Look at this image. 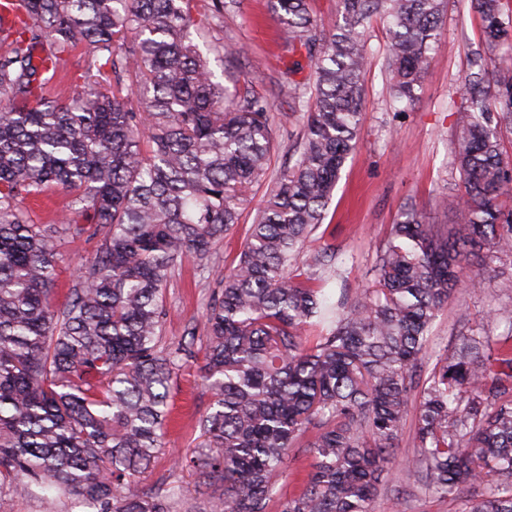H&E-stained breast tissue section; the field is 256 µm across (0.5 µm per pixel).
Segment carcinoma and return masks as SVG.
Returning a JSON list of instances; mask_svg holds the SVG:
<instances>
[{
	"mask_svg": "<svg viewBox=\"0 0 512 512\" xmlns=\"http://www.w3.org/2000/svg\"><path fill=\"white\" fill-rule=\"evenodd\" d=\"M313 34L308 0H270L288 33L280 92L302 115L295 163L269 176L272 105L245 81L230 94L191 29L224 23L238 0H17L0 15V490L55 489L94 512H173L178 486H134L164 445L173 375L196 352L160 345L178 263L202 261L268 182L236 264L204 314L214 401L201 442L179 460L197 487L224 483L208 512H268L292 452L309 461L280 512H371L415 412L404 470L446 496L478 484L463 512H512V331L476 327L425 379L439 311L479 263L512 255V69L464 76L453 160L462 220L446 230L404 209L372 284L333 299L328 242L297 272L357 146L366 25L386 21L391 94L412 102L442 34L447 0H340ZM489 60L512 44L505 0H471ZM83 56L77 97L49 98L65 57ZM51 188L68 214L35 223L23 204ZM103 239L62 308L52 286L63 237Z\"/></svg>",
	"mask_w": 512,
	"mask_h": 512,
	"instance_id": "carcinoma-1",
	"label": "carcinoma"
}]
</instances>
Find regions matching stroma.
<instances>
[{
  "instance_id": "stroma-1",
  "label": "stroma",
  "mask_w": 512,
  "mask_h": 512,
  "mask_svg": "<svg viewBox=\"0 0 512 512\" xmlns=\"http://www.w3.org/2000/svg\"><path fill=\"white\" fill-rule=\"evenodd\" d=\"M444 32L418 89L416 101L404 105L390 95V77L385 67V24L374 18L368 24L370 64L364 75L363 120L356 152L348 158L323 227L336 246V264L347 276L350 289L363 288L374 278V266L392 224L405 204H413L430 224L451 225L458 213L439 207L443 196L454 195L459 174L453 164V134L460 112L466 107L458 78L473 59L484 52L478 16L461 0H449ZM200 47L210 48V64L221 71L215 51L222 45L235 54L234 69L251 80L279 113L272 171L294 164L302 122L288 110V100L279 91V78L289 62L286 35L267 0H242L239 11L225 15L223 28L200 26L195 36ZM255 216L246 208L236 226L207 260L184 258L167 285L169 314L163 342L175 345L189 338H202L206 304L219 288L220 276L240 250ZM96 239L68 237L57 248L62 260L56 271L52 300L63 307L75 284L73 271L89 258ZM512 257L486 266L479 290L459 289L436 321L434 338L425 358L433 366L438 355L453 351L459 336L477 325L489 335L507 332V319L487 320L490 308L512 309ZM202 359L189 361L171 390V420L166 447L158 454L145 480L149 486L179 485L187 498L204 506L208 497L223 493L222 485L198 492L192 471L173 462L194 450L199 435L198 420L208 410L212 393L202 376ZM382 490L372 512H461L464 495L445 498L425 492L405 471L388 465L381 477Z\"/></svg>"
}]
</instances>
